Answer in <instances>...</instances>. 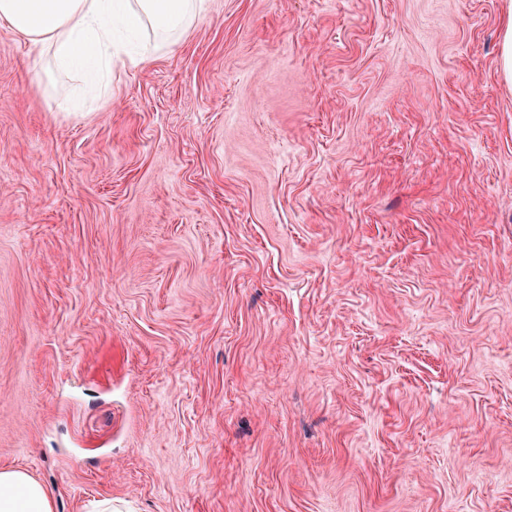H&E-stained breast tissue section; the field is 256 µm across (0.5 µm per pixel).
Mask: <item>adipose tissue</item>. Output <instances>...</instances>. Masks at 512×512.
<instances>
[{
    "label": "adipose tissue",
    "instance_id": "ef3b65f1",
    "mask_svg": "<svg viewBox=\"0 0 512 512\" xmlns=\"http://www.w3.org/2000/svg\"><path fill=\"white\" fill-rule=\"evenodd\" d=\"M203 10L204 0H0V21L51 51L58 70L87 76L122 57L146 61ZM0 512H53V504L25 472L4 469Z\"/></svg>",
    "mask_w": 512,
    "mask_h": 512
}]
</instances>
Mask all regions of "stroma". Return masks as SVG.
Masks as SVG:
<instances>
[{"label":"stroma","instance_id":"1","mask_svg":"<svg viewBox=\"0 0 512 512\" xmlns=\"http://www.w3.org/2000/svg\"><path fill=\"white\" fill-rule=\"evenodd\" d=\"M512 0H206L72 112L0 21V468L54 512H512ZM502 31L501 72L506 80L512 81V10L505 18Z\"/></svg>","mask_w":512,"mask_h":512}]
</instances>
